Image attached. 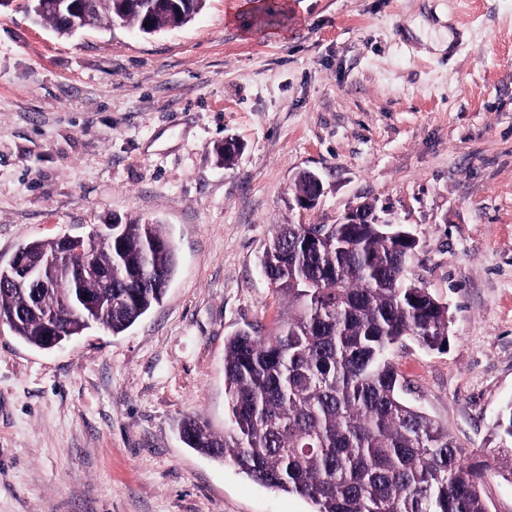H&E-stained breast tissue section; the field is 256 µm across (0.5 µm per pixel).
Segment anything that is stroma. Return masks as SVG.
Listing matches in <instances>:
<instances>
[{
    "instance_id": "1",
    "label": "stroma",
    "mask_w": 512,
    "mask_h": 512,
    "mask_svg": "<svg viewBox=\"0 0 512 512\" xmlns=\"http://www.w3.org/2000/svg\"><path fill=\"white\" fill-rule=\"evenodd\" d=\"M58 36L0 6V266L113 217L164 224L177 270L115 335L43 350L0 322V512H313L182 440L227 418L224 341L288 312L261 272L279 224L362 203L419 240L408 277L447 304L448 343L391 360L465 461L512 446V0H288L224 19ZM449 50H435V30ZM243 150L228 166L214 149ZM323 194L296 207L300 172Z\"/></svg>"
}]
</instances>
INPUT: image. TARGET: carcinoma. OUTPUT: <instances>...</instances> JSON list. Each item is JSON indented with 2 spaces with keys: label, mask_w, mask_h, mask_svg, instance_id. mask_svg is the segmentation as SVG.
I'll list each match as a JSON object with an SVG mask.
<instances>
[{
  "label": "carcinoma",
  "mask_w": 512,
  "mask_h": 512,
  "mask_svg": "<svg viewBox=\"0 0 512 512\" xmlns=\"http://www.w3.org/2000/svg\"><path fill=\"white\" fill-rule=\"evenodd\" d=\"M83 6L95 27L152 34L189 23L205 0ZM38 19L60 36L76 33L50 7ZM86 245L112 287L62 256L57 239L19 248L34 264L59 255L42 290L15 287L13 267H0V320L25 343L51 348L46 314L63 344L92 327L120 334L162 302L176 270L163 225L129 219ZM413 247L381 224L276 225L260 267L288 299V316L268 336L241 330L224 341V434L188 417L184 443L303 497L313 512H488L481 466L464 464L448 429L405 400L389 359L408 336L430 350L448 341V307L406 277ZM104 291L112 304L93 321L70 309L78 293L97 299Z\"/></svg>",
  "instance_id": "obj_1"
}]
</instances>
